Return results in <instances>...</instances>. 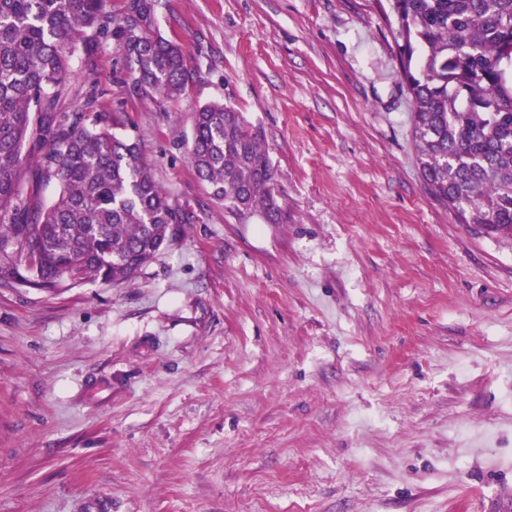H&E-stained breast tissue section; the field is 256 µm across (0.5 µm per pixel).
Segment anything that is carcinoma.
Here are the masks:
<instances>
[{
    "instance_id": "obj_1",
    "label": "carcinoma",
    "mask_w": 512,
    "mask_h": 512,
    "mask_svg": "<svg viewBox=\"0 0 512 512\" xmlns=\"http://www.w3.org/2000/svg\"><path fill=\"white\" fill-rule=\"evenodd\" d=\"M398 74L412 104V138L428 193L460 223L512 239V0H390ZM0 0V274L25 262L33 282L119 287L188 221L158 185L117 116L60 111L79 45L112 43L122 84L174 100L191 73L156 23L157 0ZM40 150L49 204L18 191ZM188 157L212 199L236 217L284 219L260 130L219 100L194 113Z\"/></svg>"
}]
</instances>
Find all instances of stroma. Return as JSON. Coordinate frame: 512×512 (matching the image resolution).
<instances>
[{
  "label": "stroma",
  "mask_w": 512,
  "mask_h": 512,
  "mask_svg": "<svg viewBox=\"0 0 512 512\" xmlns=\"http://www.w3.org/2000/svg\"><path fill=\"white\" fill-rule=\"evenodd\" d=\"M193 80L73 60L189 221L117 288L0 280V512H512V243L423 185L388 0H159ZM263 131L286 219L212 202L184 141Z\"/></svg>",
  "instance_id": "obj_1"
}]
</instances>
